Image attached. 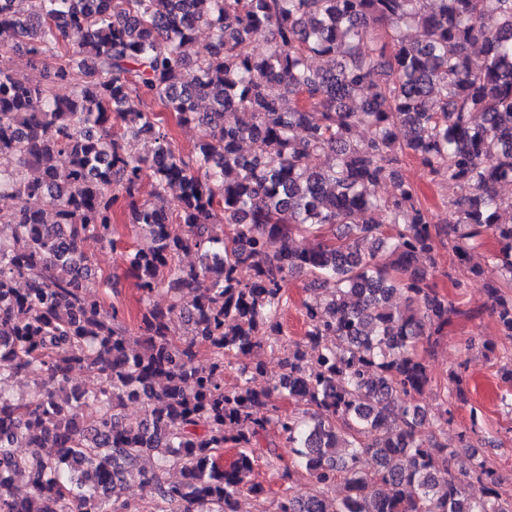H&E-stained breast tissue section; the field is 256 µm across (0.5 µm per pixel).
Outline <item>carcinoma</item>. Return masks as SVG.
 Instances as JSON below:
<instances>
[{
  "mask_svg": "<svg viewBox=\"0 0 512 512\" xmlns=\"http://www.w3.org/2000/svg\"><path fill=\"white\" fill-rule=\"evenodd\" d=\"M25 3L0 0V197L17 199L0 211V512H237L242 492H264L259 461L306 488L278 496L274 512H512L485 462L457 469L459 452L437 442L451 411L421 434L434 387L424 353L466 314L438 290L439 249L451 248L454 287L483 288L512 339V199L497 194L512 182V0ZM203 26L211 37L195 50ZM71 28L84 31L76 45ZM266 35L269 51L251 53ZM11 51L34 69L55 58L53 77L15 73ZM313 57L332 68L312 70ZM55 83L72 95L56 97ZM156 105L201 127L194 154L175 149ZM129 138L143 153L128 152ZM410 157L449 190L442 224L401 175ZM387 180L394 190L380 197ZM169 195L173 210L160 205ZM119 206L151 239L129 258L134 331L83 288L95 266L80 244L117 247ZM327 226L336 243L295 245ZM488 236L498 251L468 265ZM187 252L200 266L180 264ZM296 273L326 295L303 304L304 336L286 342ZM162 290L164 311L153 304ZM266 346L282 352L279 375L245 363L224 386L227 366ZM84 371L97 390L74 383ZM19 379L28 394L17 398ZM443 389L466 401L462 373ZM130 398L144 418H123ZM272 425L289 462L260 443ZM228 445L238 456L226 469ZM170 469L178 479L163 477ZM131 476L151 498L120 499ZM474 480L481 499L467 493ZM337 483L344 494L331 498Z\"/></svg>",
  "mask_w": 512,
  "mask_h": 512,
  "instance_id": "obj_1",
  "label": "carcinoma"
}]
</instances>
